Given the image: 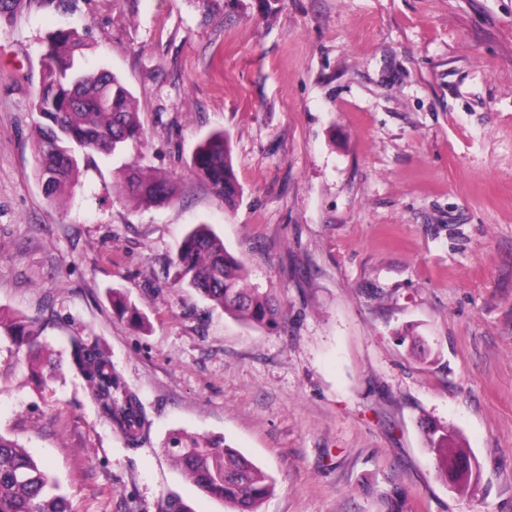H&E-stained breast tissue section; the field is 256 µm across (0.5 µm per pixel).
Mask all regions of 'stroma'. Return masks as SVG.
<instances>
[{
  "instance_id": "obj_1",
  "label": "stroma",
  "mask_w": 512,
  "mask_h": 512,
  "mask_svg": "<svg viewBox=\"0 0 512 512\" xmlns=\"http://www.w3.org/2000/svg\"><path fill=\"white\" fill-rule=\"evenodd\" d=\"M119 75L144 131L80 161L63 203L35 177L49 34ZM230 138L227 207L194 171ZM130 163L175 198L118 191ZM208 224L280 307L236 321L167 263ZM120 289L146 318L112 311ZM0 312L52 353L35 383L0 337V433L72 512H233L166 457L178 429L275 482L260 512H512V0H28L0 18ZM106 347L146 419L137 446L90 403L69 339ZM476 467L458 492L422 425Z\"/></svg>"
}]
</instances>
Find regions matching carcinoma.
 Wrapping results in <instances>:
<instances>
[{
    "mask_svg": "<svg viewBox=\"0 0 512 512\" xmlns=\"http://www.w3.org/2000/svg\"><path fill=\"white\" fill-rule=\"evenodd\" d=\"M82 46L74 30L50 34L45 75L35 93L37 173L45 195L52 200L78 176L83 156H118L127 142L143 137L131 91L114 73L82 67L76 59ZM191 165L225 202L232 203L240 196L224 132L204 138L191 155ZM121 175L124 191L142 203H165L175 196V186L166 178L146 177L128 164ZM169 266L174 269L176 284L194 289L237 320L264 326L279 314L269 293L247 281L242 261L228 252L206 224L189 230ZM112 307L116 314L140 326L145 324L136 306L116 289L112 290ZM0 335L11 340L32 373L39 374L50 363L40 334L30 321L0 314ZM70 346L69 367L86 382L92 403L127 443H138L145 408L108 350L79 338L71 339ZM424 433L445 480L464 489L470 478L457 474L456 467L470 463L468 453L448 447V431L443 428L427 424ZM163 449L200 491L229 504L234 512H259V504L274 489L270 476L227 445L177 431ZM382 504L384 512H405V497L397 487L384 495ZM0 512H71L68 499L47 469L24 445L2 434Z\"/></svg>",
    "mask_w": 512,
    "mask_h": 512,
    "instance_id": "obj_1",
    "label": "carcinoma"
}]
</instances>
